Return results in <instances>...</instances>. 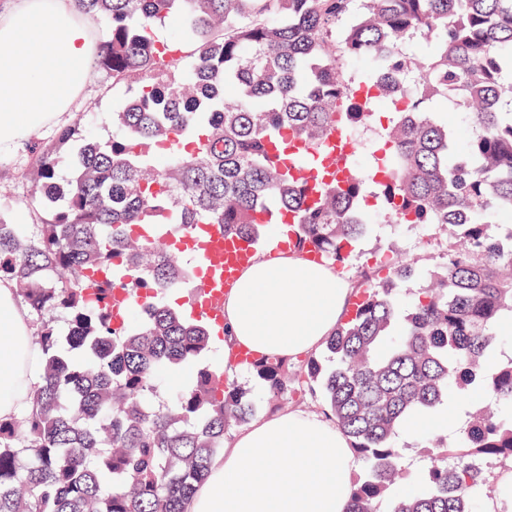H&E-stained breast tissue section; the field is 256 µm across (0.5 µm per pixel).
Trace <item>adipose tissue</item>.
<instances>
[{"mask_svg":"<svg viewBox=\"0 0 512 512\" xmlns=\"http://www.w3.org/2000/svg\"><path fill=\"white\" fill-rule=\"evenodd\" d=\"M94 32L70 0H11L0 11V152L56 122L79 97ZM352 286L300 252L257 256L224 294V358L294 357L322 347ZM42 361L19 298L0 281V418L20 420ZM355 455L329 421L301 411L257 418L224 444L185 512H346Z\"/></svg>","mask_w":512,"mask_h":512,"instance_id":"ef3b65f1","label":"adipose tissue"}]
</instances>
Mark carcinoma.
Masks as SVG:
<instances>
[{
	"label": "carcinoma",
	"instance_id": "cac0c4a2",
	"mask_svg": "<svg viewBox=\"0 0 512 512\" xmlns=\"http://www.w3.org/2000/svg\"><path fill=\"white\" fill-rule=\"evenodd\" d=\"M94 25L111 23L97 66L125 86L112 138L80 124L35 148L36 179L51 218L23 228L0 219V280L13 283L43 351L31 414L0 420V512H184L254 403L202 360L211 326L165 304L195 270L176 251L129 226L213 224L261 239L295 216L293 250L340 261L367 231L358 204L368 185L393 224H437L451 244L440 270L408 307L401 261L365 272L301 385H318L326 416L368 466L348 512H378L398 481V433L456 388L487 405L448 439L418 489L392 512H474L485 458L512 461V360L484 363L512 318V0H76ZM178 13L166 48L154 28ZM435 42L422 60L408 47ZM364 59L366 76L345 75ZM416 89L384 137L386 159L323 186L295 178L270 143L291 137L317 163L329 133L368 127L380 100ZM239 97L224 100V84ZM452 100L470 135L430 104ZM70 177L61 182L58 170ZM316 202H310L312 195ZM137 306L112 322L115 286ZM197 363L194 381L152 406L163 367ZM272 399L288 391L283 361L252 363Z\"/></svg>",
	"mask_w": 512,
	"mask_h": 512
}]
</instances>
